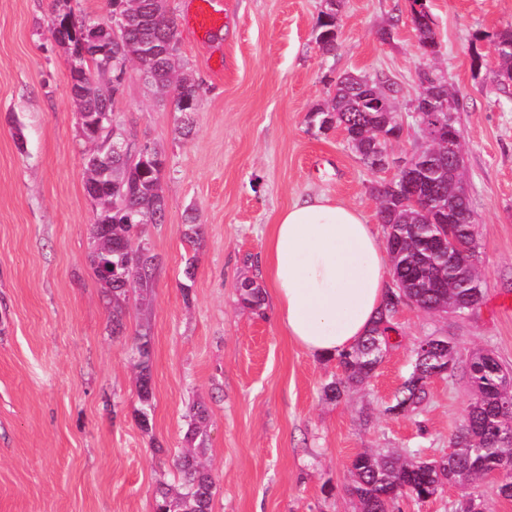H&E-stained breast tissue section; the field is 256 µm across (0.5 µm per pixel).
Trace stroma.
<instances>
[{
    "instance_id": "1",
    "label": "stroma",
    "mask_w": 512,
    "mask_h": 512,
    "mask_svg": "<svg viewBox=\"0 0 512 512\" xmlns=\"http://www.w3.org/2000/svg\"><path fill=\"white\" fill-rule=\"evenodd\" d=\"M221 35L180 30L183 63L201 86L193 131L137 65L117 111L166 160V221L145 228L158 267L147 299L130 293L122 335L90 266L94 205L85 192L65 49L51 36L54 0H0V512H154L157 482L174 485L188 446V408L208 410L203 453L216 479L212 512H356L345 491L359 451L448 452L469 390L462 370L432 379L427 402L387 414L412 348L450 336L512 366V89L489 55L512 27V0H428L440 46L420 49L409 0H343L334 53L315 38L322 0H216ZM433 68L456 91L464 184L484 298L463 318L401 306V344L375 375L326 400L337 359L311 355L276 321L260 274L277 213L325 196L360 210L377 232L379 176L336 131L308 114L345 73L393 83L401 115ZM202 240L190 244L189 223ZM195 277L186 280V265ZM252 281L260 308L241 304ZM149 329L154 414L139 406L131 352Z\"/></svg>"
}]
</instances>
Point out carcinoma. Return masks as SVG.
Masks as SVG:
<instances>
[{
	"instance_id": "1",
	"label": "carcinoma",
	"mask_w": 512,
	"mask_h": 512,
	"mask_svg": "<svg viewBox=\"0 0 512 512\" xmlns=\"http://www.w3.org/2000/svg\"><path fill=\"white\" fill-rule=\"evenodd\" d=\"M52 35L66 47L70 57L71 93L84 112L79 127L80 136L90 145L85 155L86 180L98 184V195L92 198L95 219L91 230L90 263L112 304V334H119L126 318L128 281L139 283L141 300L147 301L151 277H142L136 265V252L143 240L146 223L161 224L165 212L158 206L163 195L160 176L141 161L140 143L128 134L129 148L117 161L107 158L109 124L99 120L101 112H116L115 103L121 90L110 84L90 83L87 75L115 63L153 72L156 81H171L172 53H181L177 23L168 13L155 14V0H140L138 15L117 35L101 33L94 41L88 40L90 28L103 17L75 16L70 0H54ZM411 20L419 46L436 49L439 44L433 30V21L427 0H411ZM320 32L316 43L326 54L336 50V13L324 5L318 19ZM493 47L499 54L502 68L497 74L498 85H512V30L496 34ZM423 89L442 97L446 110L426 112L419 121L431 128L448 121V113L460 111V100L446 88L444 77L432 69L418 73ZM317 120L330 126H344L349 132L348 142L359 159L367 156V148L379 133L399 136L394 116L379 112L362 102L361 91L354 87L350 75L338 77L336 92L322 108L316 109ZM461 151V143L451 144L437 140L419 155L412 156L414 170L426 180V202L420 209L407 208L397 202L403 189L385 190L375 195L378 216L385 224L390 240L388 249L393 271L402 284L401 293L412 304L425 312H437L450 305L466 315L480 302L483 294L478 265L470 261L467 251L460 254V262L469 267L462 275L437 251L434 242L446 231L457 234L462 243L473 239V210L469 198H460L457 206L461 221L448 223V195L452 190L454 156ZM395 305L386 302L384 311L377 313L369 335L351 352L340 356L342 377L327 384L325 397L337 401L345 389L365 383L374 374L371 357L365 350L372 334H377L383 346L394 347L393 336L398 327L393 322ZM150 334L140 331L132 341L137 354L138 397L137 413L153 419V384L150 354L138 355L140 346L149 345ZM488 353L475 350L466 355V377L470 402L466 408L468 427L458 428L449 438L453 451L439 458L428 459L415 451L407 456L394 453L362 451L354 455L349 466L351 476L347 492L359 505V512H395L397 502L412 498L424 502L448 486L461 490L453 505V512H485L484 502L475 491L477 483L498 474L500 496L512 498V391L499 388L495 376L482 371V360ZM459 360L454 354L446 361L444 354L426 357L412 354L411 372L392 405L409 412L422 405L427 398V384L439 369L448 367L453 373ZM207 411L201 405L189 409L190 422L186 438L203 445L206 441ZM180 476L179 488L161 482L154 495L157 512H212L215 478L192 452L182 454L175 463Z\"/></svg>"
}]
</instances>
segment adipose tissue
Here are the masks:
<instances>
[{
	"mask_svg": "<svg viewBox=\"0 0 512 512\" xmlns=\"http://www.w3.org/2000/svg\"><path fill=\"white\" fill-rule=\"evenodd\" d=\"M266 270L287 335L309 353L333 358L366 336L383 306L389 257L359 210L317 197L280 212Z\"/></svg>",
	"mask_w": 512,
	"mask_h": 512,
	"instance_id": "obj_1",
	"label": "adipose tissue"
}]
</instances>
